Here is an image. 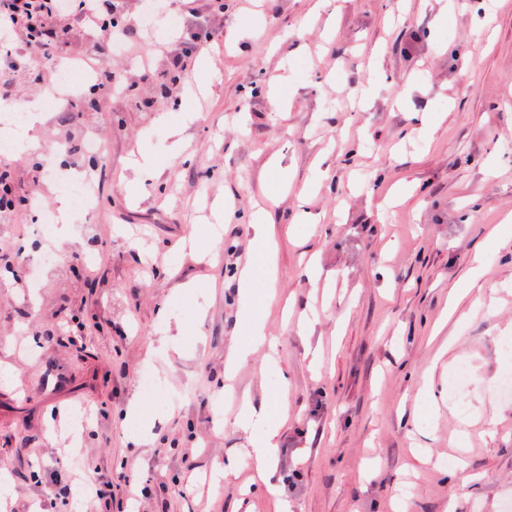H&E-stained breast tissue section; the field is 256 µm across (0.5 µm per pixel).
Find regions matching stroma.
I'll return each instance as SVG.
<instances>
[{"label": "stroma", "mask_w": 512, "mask_h": 512, "mask_svg": "<svg viewBox=\"0 0 512 512\" xmlns=\"http://www.w3.org/2000/svg\"><path fill=\"white\" fill-rule=\"evenodd\" d=\"M314 2L198 0L192 17L162 0L166 43H212L178 68L156 57L161 81L73 27L70 62L99 44L137 90L38 123L41 149L91 129L108 159L69 154L95 208L52 238L35 304L0 268L7 512H73L58 489L84 483L87 457L112 484L102 512L133 489L139 512H512V0ZM142 154L156 178L139 193ZM301 193L316 223L295 224ZM256 309L276 353L226 382ZM438 358L471 373L437 382L447 403L418 395ZM246 396L283 422L269 487L218 422ZM451 454L473 481L442 467Z\"/></svg>", "instance_id": "1"}]
</instances>
